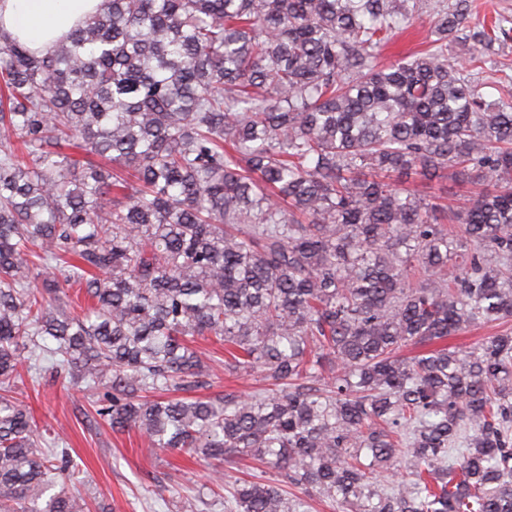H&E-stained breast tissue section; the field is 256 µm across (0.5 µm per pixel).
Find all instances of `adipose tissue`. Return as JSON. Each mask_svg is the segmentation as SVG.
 <instances>
[{
	"label": "adipose tissue",
	"instance_id": "1",
	"mask_svg": "<svg viewBox=\"0 0 512 512\" xmlns=\"http://www.w3.org/2000/svg\"><path fill=\"white\" fill-rule=\"evenodd\" d=\"M104 4L105 0H0V32L46 53Z\"/></svg>",
	"mask_w": 512,
	"mask_h": 512
}]
</instances>
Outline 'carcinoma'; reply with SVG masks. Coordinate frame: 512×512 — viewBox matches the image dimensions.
<instances>
[{
	"instance_id": "obj_1",
	"label": "carcinoma",
	"mask_w": 512,
	"mask_h": 512,
	"mask_svg": "<svg viewBox=\"0 0 512 512\" xmlns=\"http://www.w3.org/2000/svg\"><path fill=\"white\" fill-rule=\"evenodd\" d=\"M434 13L382 65L408 0H107L45 54L0 35V512H90L11 396L24 363L104 390L112 431L208 463L212 493L234 459L281 474L238 512H307L288 483L512 512V333L447 343L512 318V98L466 78L512 19ZM445 174L476 188L461 210L411 187ZM206 336L266 387L185 396ZM428 14L423 13L408 33L400 37L395 44L389 46L383 52L380 58L382 64L393 60L398 53H405L409 50H417L424 47L421 43L429 35L430 18L432 17L428 16Z\"/></svg>"
}]
</instances>
